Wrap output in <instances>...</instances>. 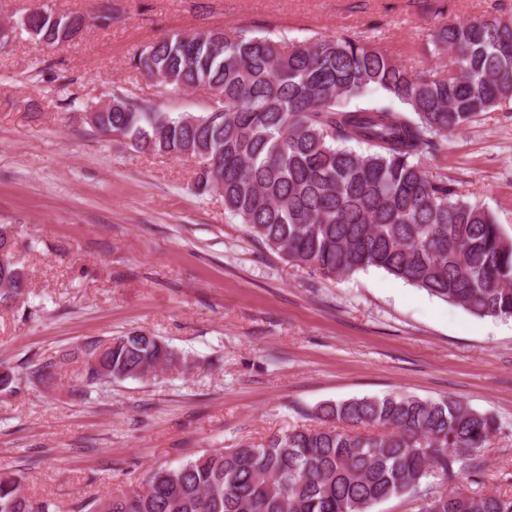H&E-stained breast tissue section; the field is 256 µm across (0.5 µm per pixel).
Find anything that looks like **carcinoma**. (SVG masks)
Segmentation results:
<instances>
[{"label": "carcinoma", "instance_id": "1", "mask_svg": "<svg viewBox=\"0 0 512 512\" xmlns=\"http://www.w3.org/2000/svg\"><path fill=\"white\" fill-rule=\"evenodd\" d=\"M65 14L29 16L27 30L58 43ZM445 75L408 70L358 36L288 44L214 29L176 32L133 55L164 87L212 91L221 112H160L126 96L96 112L98 132L133 150L198 157L195 188L217 191L250 237L328 279L374 267L479 317H512V240L494 214L422 159L483 112L512 99V19L437 27ZM0 306L27 294L14 261L0 268ZM96 385L184 364L159 337L130 331L82 350ZM57 361L0 371V387L52 378ZM326 426H295L262 443L214 448L152 472L140 491L109 495L91 512H371L425 489L419 512H512V494L459 489V463L500 430L491 414L447 398L364 396L319 408ZM0 512H55L0 476Z\"/></svg>", "mask_w": 512, "mask_h": 512}]
</instances>
